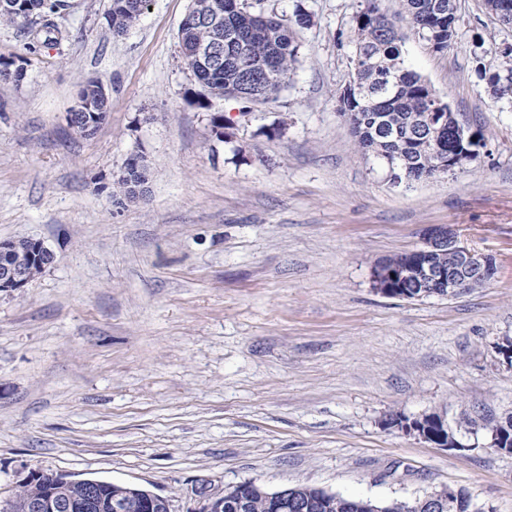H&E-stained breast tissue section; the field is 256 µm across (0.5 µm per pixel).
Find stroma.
Returning <instances> with one entry per match:
<instances>
[{
  "label": "stroma",
  "instance_id": "1",
  "mask_svg": "<svg viewBox=\"0 0 512 512\" xmlns=\"http://www.w3.org/2000/svg\"><path fill=\"white\" fill-rule=\"evenodd\" d=\"M363 0H266L311 17L278 99L198 103L180 54L189 0H149L115 35L109 0H65L63 39L0 24V241L42 240L57 260L0 291V502L29 471L150 488L171 512L247 479L346 496L468 490L512 512V455L465 418L512 412V104L481 67L512 46L481 0H457V35L433 51L400 15L402 56L480 132L462 170L405 186L362 154L338 110ZM110 97L90 136L67 121L87 79ZM224 115L225 136L213 131ZM142 196L112 182L132 154ZM447 224L492 258L487 286L402 299L375 290L382 259ZM439 413L466 451L391 424ZM148 177V165L144 156L132 154L126 159L124 169L112 182V196L133 201L144 191Z\"/></svg>",
  "mask_w": 512,
  "mask_h": 512
}]
</instances>
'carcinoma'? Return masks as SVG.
<instances>
[{
	"instance_id": "cac0c4a2",
	"label": "carcinoma",
	"mask_w": 512,
	"mask_h": 512,
	"mask_svg": "<svg viewBox=\"0 0 512 512\" xmlns=\"http://www.w3.org/2000/svg\"><path fill=\"white\" fill-rule=\"evenodd\" d=\"M212 5L219 16L224 36L220 68L199 57L195 48L211 40L212 30L190 17H183L177 32L180 53L195 81L205 94L201 105L210 108L213 101L224 98L247 102L268 103L277 99L298 60L297 32L305 28L300 19L309 18L296 8L294 18L286 21L275 11L267 10L262 0H201ZM402 8L417 34L433 50L443 52L452 43L455 33L448 32V0H401ZM65 7L64 0H0V23L22 26L38 25L48 33L45 41L54 38L56 30L52 16ZM147 0H111L107 23L116 35L132 28L144 14ZM351 42L354 45L356 78L368 89V96L359 98L344 92L338 95L339 112L349 116L361 112L369 118L367 124H350L355 144L365 154H371L393 173V165L402 166L400 177L407 183L426 180L448 173V131L440 133L442 150L432 143L430 128L423 123L430 112H446L448 107L435 106L427 91V83L417 73L407 69L402 58V37L394 21L381 12L378 0H366L365 7L354 18ZM503 60L484 71L487 88L496 100L512 102V49L502 52ZM102 83L87 81L81 87L84 112L90 125L80 124L77 131L90 136L105 122L109 111L108 96L101 92ZM375 116L392 128L397 136L386 140L376 129ZM148 165L144 156L133 154L126 159L124 169L112 182V196L133 201L144 191ZM32 261L30 241H14V249L0 264L23 267ZM238 490L248 499L247 512H274L268 499L271 489L254 481L240 482ZM359 498L340 493L332 497L326 512H361Z\"/></svg>"
}]
</instances>
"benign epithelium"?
Masks as SVG:
<instances>
[{
	"label": "benign epithelium",
	"instance_id": "benign-epithelium-1",
	"mask_svg": "<svg viewBox=\"0 0 512 512\" xmlns=\"http://www.w3.org/2000/svg\"><path fill=\"white\" fill-rule=\"evenodd\" d=\"M222 37L208 45L196 48V54L208 57L216 64L222 63ZM442 122L448 123V171L453 172L475 157L470 143L478 136L465 127L452 112L444 115ZM35 265L42 271L52 266L56 254L37 239L32 240ZM448 253L455 264L444 267L435 261V256ZM496 267L488 257L479 256L460 245L456 233L446 225L431 227L424 238L423 246L403 254L401 260L391 266L377 265L373 269L376 289L385 295L410 289L416 297L424 298L440 293L452 297L494 279ZM35 278L34 270H10L0 277V291L14 292L26 287ZM391 425L408 435H415L440 448L469 451L474 445L457 437L439 414L409 419L399 415ZM489 434L488 447L497 452L512 454V413L483 425ZM20 483L41 487V490L23 504L24 512H128L130 503L137 501L147 512L169 508V501L160 494L142 486L117 483L111 499L100 495L102 481L93 478L74 479L65 474H45L30 471ZM278 512H309L308 497L289 495V491H276L270 495ZM459 498V490L444 487L416 498L403 501L396 507L403 512H450ZM191 512H224V495H205L197 508Z\"/></svg>",
	"mask_w": 512,
	"mask_h": 512
}]
</instances>
